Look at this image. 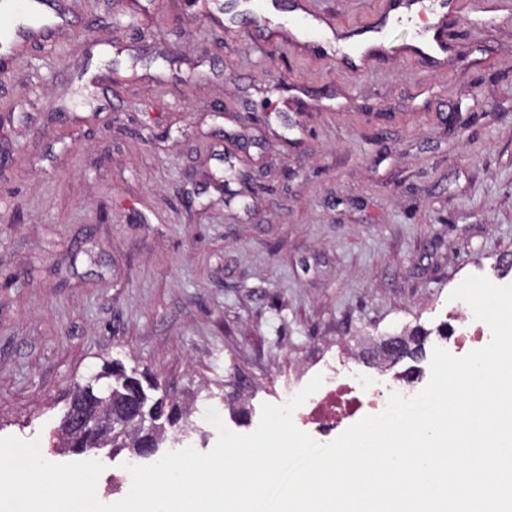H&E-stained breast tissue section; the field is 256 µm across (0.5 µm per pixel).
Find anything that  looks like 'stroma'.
Instances as JSON below:
<instances>
[{
  "label": "stroma",
  "mask_w": 512,
  "mask_h": 512,
  "mask_svg": "<svg viewBox=\"0 0 512 512\" xmlns=\"http://www.w3.org/2000/svg\"><path fill=\"white\" fill-rule=\"evenodd\" d=\"M71 34L0 68V437L52 462L101 461L99 499L129 492L128 452L63 446L76 384L117 361L154 375L188 443L193 415L261 406L355 344L426 332L473 266L512 255V17L463 21L444 67L402 54L353 73L297 44L287 0L265 40L227 33L224 0H64ZM381 0H315L376 22Z\"/></svg>",
  "instance_id": "stroma-1"
}]
</instances>
